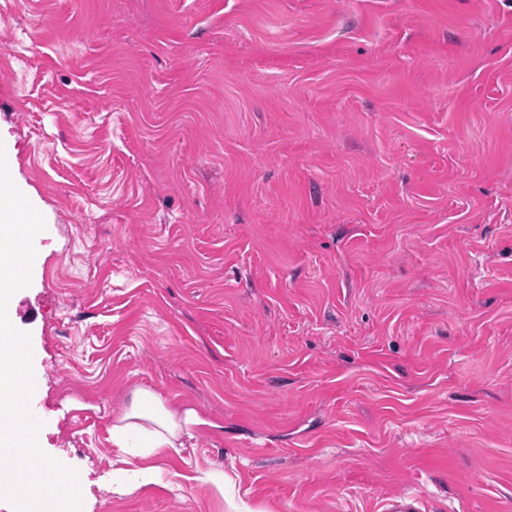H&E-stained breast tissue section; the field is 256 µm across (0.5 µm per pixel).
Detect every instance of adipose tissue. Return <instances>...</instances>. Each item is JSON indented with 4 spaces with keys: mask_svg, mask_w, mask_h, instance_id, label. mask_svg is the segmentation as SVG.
I'll list each match as a JSON object with an SVG mask.
<instances>
[{
    "mask_svg": "<svg viewBox=\"0 0 512 512\" xmlns=\"http://www.w3.org/2000/svg\"><path fill=\"white\" fill-rule=\"evenodd\" d=\"M194 411L176 414L147 390L133 392L129 406L112 427L113 439L119 440L136 432L155 449L172 448L178 442L183 425L195 423Z\"/></svg>",
    "mask_w": 512,
    "mask_h": 512,
    "instance_id": "adipose-tissue-1",
    "label": "adipose tissue"
}]
</instances>
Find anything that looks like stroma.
Returning a JSON list of instances; mask_svg holds the SVG:
<instances>
[{
  "label": "stroma",
  "instance_id": "1",
  "mask_svg": "<svg viewBox=\"0 0 512 512\" xmlns=\"http://www.w3.org/2000/svg\"><path fill=\"white\" fill-rule=\"evenodd\" d=\"M0 146L84 512H512V0H0ZM197 422L193 410L182 416L169 410L153 392L138 389L133 392L130 405L112 425V439L120 442L126 435L136 432L148 442L150 448H175L182 432V423Z\"/></svg>",
  "mask_w": 512,
  "mask_h": 512
}]
</instances>
